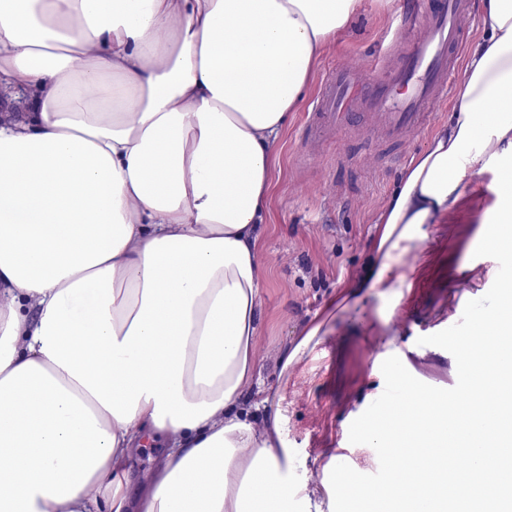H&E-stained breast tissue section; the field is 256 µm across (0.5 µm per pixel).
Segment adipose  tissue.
I'll return each mask as SVG.
<instances>
[{"label":"adipose tissue","mask_w":512,"mask_h":512,"mask_svg":"<svg viewBox=\"0 0 512 512\" xmlns=\"http://www.w3.org/2000/svg\"><path fill=\"white\" fill-rule=\"evenodd\" d=\"M361 0H0V512H291L257 369L273 145ZM377 214L361 285L495 168L512 222V0ZM166 452L130 498L144 440Z\"/></svg>","instance_id":"obj_1"}]
</instances>
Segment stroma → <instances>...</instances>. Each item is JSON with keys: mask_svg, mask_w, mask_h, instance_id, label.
Returning a JSON list of instances; mask_svg holds the SVG:
<instances>
[{"mask_svg": "<svg viewBox=\"0 0 512 512\" xmlns=\"http://www.w3.org/2000/svg\"><path fill=\"white\" fill-rule=\"evenodd\" d=\"M403 0H363L345 34L317 62L298 112L273 149L276 187L270 216L258 241L261 267L258 367L262 386L281 387L282 428L290 464L287 479L300 491L294 512H304L315 493L323 512H333L329 482L332 468L347 463L371 474L378 469L373 449L351 444V422L385 387L379 364L398 356L418 380L453 387L457 365L451 353L418 345L419 337L448 326L450 305L465 307L471 296L488 290L493 268L474 258L494 195L497 174L480 175L460 214L425 225L427 239L412 243L404 255L416 267L403 295L375 289L362 307L327 319L326 307L337 292L359 279L373 252L374 220L411 159L442 123L447 106H438L424 133L410 142L380 137L357 121L326 140L316 155L304 153V132L321 82L345 61L368 63L388 46L386 30L399 22ZM326 320L289 369L283 351L293 347L303 327Z\"/></svg>", "mask_w": 512, "mask_h": 512, "instance_id": "stroma-1", "label": "stroma"}]
</instances>
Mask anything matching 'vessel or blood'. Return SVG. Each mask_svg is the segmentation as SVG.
I'll use <instances>...</instances> for the list:
<instances>
[{
    "label": "vessel or blood",
    "instance_id": "obj_1",
    "mask_svg": "<svg viewBox=\"0 0 512 512\" xmlns=\"http://www.w3.org/2000/svg\"><path fill=\"white\" fill-rule=\"evenodd\" d=\"M468 18L467 0H412L402 18L403 36L391 41L395 47L408 43L409 52L398 62L387 53L365 66H337L313 103L318 122L312 138L340 133L358 110L381 135L411 140L437 103L451 96Z\"/></svg>",
    "mask_w": 512,
    "mask_h": 512
}]
</instances>
